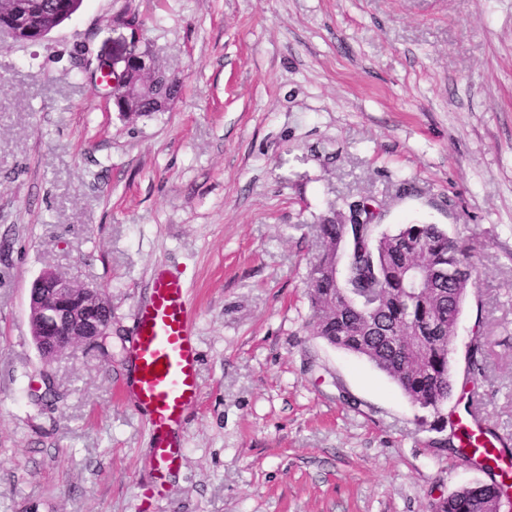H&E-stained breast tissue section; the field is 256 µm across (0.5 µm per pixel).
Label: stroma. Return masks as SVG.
Segmentation results:
<instances>
[{"instance_id": "obj_1", "label": "stroma", "mask_w": 512, "mask_h": 512, "mask_svg": "<svg viewBox=\"0 0 512 512\" xmlns=\"http://www.w3.org/2000/svg\"><path fill=\"white\" fill-rule=\"evenodd\" d=\"M130 16L182 86L148 116L94 66ZM364 199L383 229L471 247L452 373L482 333L473 390L512 437V0H83L41 42L0 34V512H429L488 481L309 324L319 225ZM163 265L197 311L202 390L162 478L125 350ZM46 268L112 307L48 387L28 305Z\"/></svg>"}]
</instances>
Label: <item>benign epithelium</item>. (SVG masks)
Listing matches in <instances>:
<instances>
[{"mask_svg": "<svg viewBox=\"0 0 512 512\" xmlns=\"http://www.w3.org/2000/svg\"><path fill=\"white\" fill-rule=\"evenodd\" d=\"M57 25L54 17L37 13L21 0H0V32L17 42L32 43L37 34ZM154 76L156 67L147 52L133 37L110 60L99 63L105 73H120L121 88H126L128 73ZM31 325L45 362L75 345L94 344L109 334L112 327L110 305L100 293L78 284L53 269L44 270L30 290Z\"/></svg>", "mask_w": 512, "mask_h": 512, "instance_id": "1", "label": "benign epithelium"}]
</instances>
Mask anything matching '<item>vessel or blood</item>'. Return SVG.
<instances>
[{"instance_id": "obj_1", "label": "vessel or blood", "mask_w": 512, "mask_h": 512, "mask_svg": "<svg viewBox=\"0 0 512 512\" xmlns=\"http://www.w3.org/2000/svg\"><path fill=\"white\" fill-rule=\"evenodd\" d=\"M195 317L181 276L157 268L149 297L136 307L130 359L135 373L132 391L138 405L148 412L153 457L162 474L182 463L184 448L178 433L201 394ZM460 427L466 447L463 461L481 460L489 471L499 470L504 455L485 435L482 419L471 415Z\"/></svg>"}]
</instances>
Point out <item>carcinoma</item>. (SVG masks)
<instances>
[{
  "instance_id": "cac0c4a2",
  "label": "carcinoma",
  "mask_w": 512,
  "mask_h": 512,
  "mask_svg": "<svg viewBox=\"0 0 512 512\" xmlns=\"http://www.w3.org/2000/svg\"><path fill=\"white\" fill-rule=\"evenodd\" d=\"M43 12L68 19L82 0H35ZM181 93L164 79L130 108L134 114L163 111ZM347 225L323 218L325 251L312 264L307 288L311 324L328 344L361 357L384 373L415 407L440 413L453 396L450 350L468 290L473 286L471 256L436 224H402L382 232L375 223L358 224L342 280L327 274L333 248ZM428 271L429 281L412 288L407 267ZM485 342L475 336L467 351L466 379L484 369ZM495 483L462 486L430 505V512H500Z\"/></svg>"
}]
</instances>
